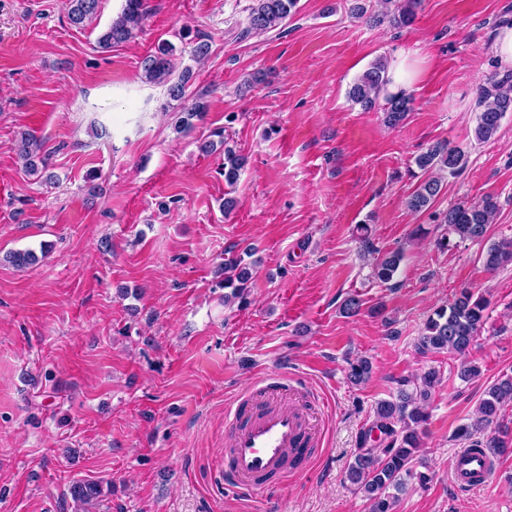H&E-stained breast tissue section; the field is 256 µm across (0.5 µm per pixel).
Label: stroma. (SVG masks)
Instances as JSON below:
<instances>
[{
  "mask_svg": "<svg viewBox=\"0 0 512 512\" xmlns=\"http://www.w3.org/2000/svg\"><path fill=\"white\" fill-rule=\"evenodd\" d=\"M146 2L136 36L105 51L97 37L118 0L80 26L63 0H0V512H76L77 481L102 484L95 512H368L347 477L361 437L397 379L430 367L441 381L422 450L434 477L400 493L396 512H512V454L470 494L451 468L456 427L512 375V264L483 268L489 244L512 238V112L494 140H472L512 0H420L405 27L366 24L354 0H299L249 37L251 0ZM164 41L176 71L192 72L186 100L206 104L183 133V102L142 79ZM200 41L210 51L198 61ZM399 53L421 72L390 127L347 92ZM259 70L264 82L245 88ZM22 127L54 184L25 173ZM438 141L468 163L412 211L413 160ZM228 146L247 159L232 185ZM489 194L499 212L484 239L437 222ZM369 244L402 251L391 282L374 279ZM248 247V301L225 303L224 258ZM12 250L38 259L15 268ZM465 286L490 303L468 355L481 374L467 382L458 358L416 350L429 312ZM358 357L372 373L355 386L346 367ZM269 373L291 384L274 401L314 394L323 446L303 473L239 496L218 477L225 416Z\"/></svg>",
  "mask_w": 512,
  "mask_h": 512,
  "instance_id": "1",
  "label": "stroma"
}]
</instances>
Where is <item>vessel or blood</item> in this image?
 Here are the masks:
<instances>
[{
  "instance_id": "1",
  "label": "vessel or blood",
  "mask_w": 512,
  "mask_h": 512,
  "mask_svg": "<svg viewBox=\"0 0 512 512\" xmlns=\"http://www.w3.org/2000/svg\"><path fill=\"white\" fill-rule=\"evenodd\" d=\"M224 444L225 485L251 494L304 471L321 435L312 428L304 407H269L256 397L228 411ZM452 469L464 492L483 488L494 472L489 457L475 448L457 453Z\"/></svg>"
}]
</instances>
